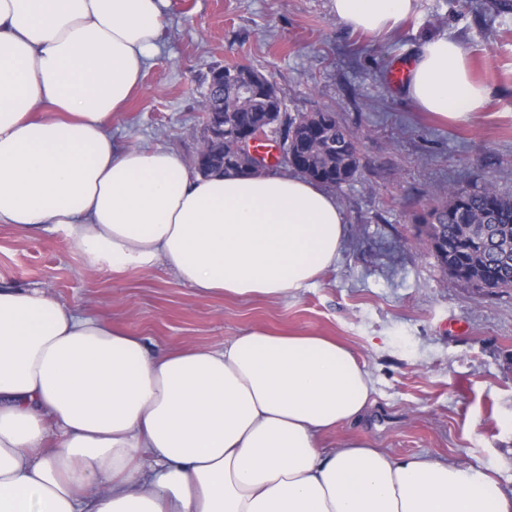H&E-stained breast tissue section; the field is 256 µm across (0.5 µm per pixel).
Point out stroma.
<instances>
[{
  "mask_svg": "<svg viewBox=\"0 0 512 512\" xmlns=\"http://www.w3.org/2000/svg\"><path fill=\"white\" fill-rule=\"evenodd\" d=\"M492 0H418L396 30H347L332 0H167L159 52L124 112L119 143L163 146L192 161L213 67L268 76L290 113L335 112L357 134L360 176L335 190L347 237L335 267L276 300L201 297L173 274L90 272L63 233L29 237L0 226V286L40 285L66 307L105 312L154 346L219 347L241 331L329 336L375 382L367 420L330 433L396 456L448 457L512 495V290L451 282L416 242V217L452 184L512 195V14ZM459 39L489 93L483 111L453 123L391 87L392 63L428 37Z\"/></svg>",
  "mask_w": 512,
  "mask_h": 512,
  "instance_id": "stroma-1",
  "label": "stroma"
}]
</instances>
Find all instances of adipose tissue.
Returning a JSON list of instances; mask_svg holds the SVG:
<instances>
[{
    "label": "adipose tissue",
    "mask_w": 512,
    "mask_h": 512,
    "mask_svg": "<svg viewBox=\"0 0 512 512\" xmlns=\"http://www.w3.org/2000/svg\"><path fill=\"white\" fill-rule=\"evenodd\" d=\"M167 0H0V225L62 231L90 270L162 267L197 295L283 298L335 265L347 219L323 186L202 175L130 148L112 119L158 51ZM415 0H332L383 35ZM454 122L488 91L445 35L405 83ZM374 381L335 340L242 331L156 350L48 290L0 286V512H512L489 476L321 436L359 423Z\"/></svg>",
    "instance_id": "ef3b65f1"
}]
</instances>
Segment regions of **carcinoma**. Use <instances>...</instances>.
<instances>
[{"label":"carcinoma","instance_id":"carcinoma-1","mask_svg":"<svg viewBox=\"0 0 512 512\" xmlns=\"http://www.w3.org/2000/svg\"><path fill=\"white\" fill-rule=\"evenodd\" d=\"M224 98L204 101L206 124L224 125V158H214L212 171L226 174L244 171L235 131L279 123L282 147L301 161L297 171L309 179L341 188L360 174L357 135L343 126L336 114L319 110L287 114V106L275 85L255 70L245 77L268 84L259 98H244L234 68L224 66ZM420 236L440 267L457 282L476 289L501 292L512 289V196L492 184L472 189L460 184L448 187V196L428 206L418 217Z\"/></svg>","mask_w":512,"mask_h":512}]
</instances>
